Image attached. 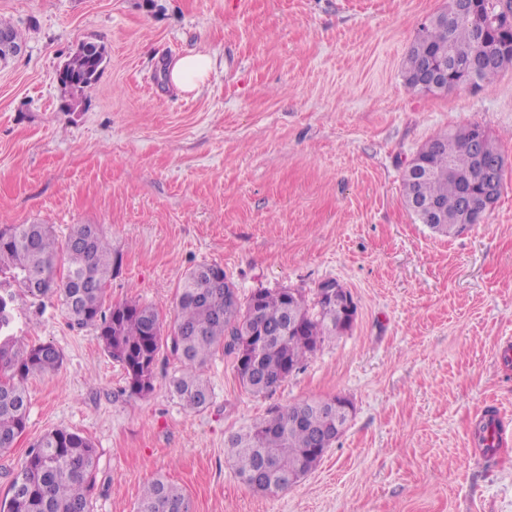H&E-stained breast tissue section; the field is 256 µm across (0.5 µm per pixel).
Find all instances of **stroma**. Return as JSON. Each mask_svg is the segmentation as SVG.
<instances>
[{"label": "stroma", "mask_w": 512, "mask_h": 512, "mask_svg": "<svg viewBox=\"0 0 512 512\" xmlns=\"http://www.w3.org/2000/svg\"><path fill=\"white\" fill-rule=\"evenodd\" d=\"M448 0H0L23 52L0 63V229L102 227L115 270L106 305H153L165 330L177 288L221 266L241 295L325 281L357 305L270 394L241 388L216 352L209 405L187 410L161 349L154 390L130 395L97 332L57 298L16 294L13 329L51 343L61 368L27 379L28 418L0 455V502L31 446L65 429L98 454L92 512H136L162 477L192 512H512V64L436 94L407 87V52ZM101 41L107 62L78 111L58 64ZM215 62L199 92L166 83L175 58ZM477 124L504 158L483 223L438 236L404 203L402 175L431 138ZM344 396L354 414L317 468L253 492L229 437L278 407ZM494 449L478 441L487 419Z\"/></svg>", "instance_id": "obj_1"}]
</instances>
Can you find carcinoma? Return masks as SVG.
Returning a JSON list of instances; mask_svg holds the SVG:
<instances>
[{
  "instance_id": "cac0c4a2",
  "label": "carcinoma",
  "mask_w": 512,
  "mask_h": 512,
  "mask_svg": "<svg viewBox=\"0 0 512 512\" xmlns=\"http://www.w3.org/2000/svg\"><path fill=\"white\" fill-rule=\"evenodd\" d=\"M500 0H456L446 14L418 34L404 69L405 83L422 90L414 77L436 61L448 69V87L474 85L512 62L502 52L495 18ZM23 34L0 18V62L20 54ZM107 51L103 44L83 41L57 69L65 109L75 112L96 84ZM477 124L440 134L413 159L422 169L405 176V202L417 204L414 215L433 232L452 236L463 224H479L489 209L485 180L474 166L468 142ZM68 269L58 276L60 256ZM114 264L112 244L89 225H72L64 244L47 224H20L0 231V454L9 452L26 428L25 381L59 370L61 352L51 343L28 345L12 333L9 303L15 285L34 301L56 296L71 325L97 331L108 355L129 379L130 394L144 397L154 388L162 347L163 320L151 305L126 302L104 307V291ZM343 333L336 307L320 294L313 302L291 288L260 289L242 298L218 265H200L183 278L177 297V323L172 354L181 364L171 377L173 392L195 411L212 399L206 376L214 351L231 357L240 385L254 396L273 392L293 370L300 369L324 341ZM336 398L304 401L279 408L232 435L228 448L235 472L256 493L276 495L290 486L317 446L310 425L328 427L336 419ZM97 468L96 449L78 433L56 429L29 449L14 477L9 500L0 512H91L89 490ZM137 512H191L183 489L162 479L148 484Z\"/></svg>"
}]
</instances>
